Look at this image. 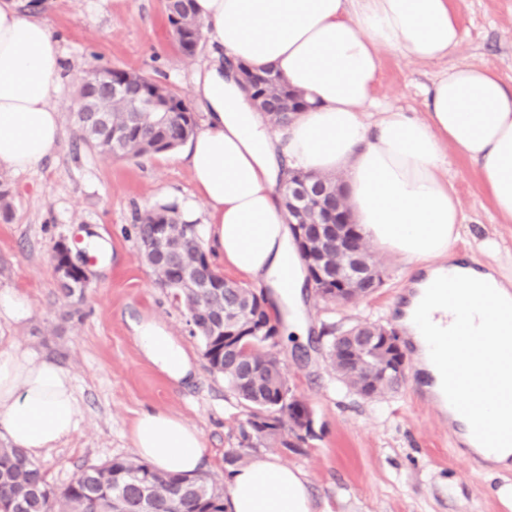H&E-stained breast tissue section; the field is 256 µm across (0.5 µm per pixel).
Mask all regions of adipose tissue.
<instances>
[{
    "label": "adipose tissue",
    "mask_w": 512,
    "mask_h": 512,
    "mask_svg": "<svg viewBox=\"0 0 512 512\" xmlns=\"http://www.w3.org/2000/svg\"><path fill=\"white\" fill-rule=\"evenodd\" d=\"M204 34L218 48L198 68L192 93L203 109L185 157L205 204L208 238L225 268L270 288L290 333L302 269L279 188L283 166L340 176L345 201L364 237L379 250L425 272L401 323L419 349L429 317L452 323L447 288L475 292L470 331L474 374L499 335V303L511 297L501 264L512 249L475 239L478 267L448 264L464 227L445 146L479 167L496 216L512 222V87L488 68L460 63L426 91L417 118L398 108L367 112L389 50L418 62L442 59L463 30L452 0H193ZM273 68L310 103L281 133L248 101L225 59ZM62 78L59 42L16 0H0V168L27 171L62 140L56 94ZM142 356L180 383L194 367L159 324L135 326ZM70 371L36 352L0 346V438L37 460L78 429ZM129 438L140 458L174 474L199 470L198 431L169 411L139 413ZM228 512H312L307 481L277 458L229 468Z\"/></svg>",
    "instance_id": "obj_1"
}]
</instances>
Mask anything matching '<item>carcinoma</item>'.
<instances>
[{
	"label": "carcinoma",
	"instance_id": "1",
	"mask_svg": "<svg viewBox=\"0 0 512 512\" xmlns=\"http://www.w3.org/2000/svg\"><path fill=\"white\" fill-rule=\"evenodd\" d=\"M193 0H167L166 13L178 51L192 57L200 47L203 23L192 9ZM93 71L107 75V82L125 87L123 96H112L102 86L92 92L82 83L78 105H86L105 118L102 124L76 121L81 139L91 149L115 158L140 159L168 151L185 143L196 130L194 113L185 102L159 80L142 73L107 66ZM254 76L264 85L269 120L285 127L294 118L288 113V87L271 68L257 69ZM148 95L158 105L155 112H137L134 102ZM157 224L168 225L167 241L172 250L162 263H145L156 277H179L169 285L173 299L181 306L187 322L195 323L192 334L202 345L220 343L219 332L206 324L205 315L213 310L228 318L247 319L255 313L257 291L239 284L216 293L213 281L224 280L214 264L203 266L198 255L206 252L197 225L179 216L177 204H157L137 217V237L150 236ZM311 250L325 266H336V243L315 241ZM277 355L267 344H239L222 357L228 389L248 409L246 424L240 426L239 446L256 448L267 441L295 451L300 443L292 441L291 423L308 406L296 398L284 370L275 366ZM385 361L381 337L360 349L349 371L340 376L348 388L355 389L368 378L384 392H395L404 380L384 374ZM146 502L143 512H224V493L219 483L202 476L162 472L135 456H119L104 464L90 465L68 483L56 486L48 482L41 468L24 450L12 446L0 448V512H118L119 504Z\"/></svg>",
	"mask_w": 512,
	"mask_h": 512
}]
</instances>
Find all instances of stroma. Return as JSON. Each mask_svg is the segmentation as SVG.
Returning a JSON list of instances; mask_svg holds the SVG:
<instances>
[{
    "label": "stroma",
    "instance_id": "35a3bbf8",
    "mask_svg": "<svg viewBox=\"0 0 512 512\" xmlns=\"http://www.w3.org/2000/svg\"><path fill=\"white\" fill-rule=\"evenodd\" d=\"M30 4L60 41L63 138L33 169L0 170V187L9 191V212L0 216V291L18 290L30 300L26 318L0 316V341L70 370L79 402L77 432L38 465L60 486L83 467L133 454V420L160 409L201 433L204 472L223 476L247 411L210 372L199 339L168 289L156 285L137 243L138 212L193 199L187 163L170 151L145 159L101 155L77 137L71 120L79 79L93 65L165 81L195 106L193 73L213 48L205 42L194 56L178 53L164 0H19L20 7ZM460 24L464 37L443 60L425 64L383 51L373 91L378 108L424 117L426 88L462 61L489 67L512 85V0H466ZM448 176L467 217L456 252L468 254L476 236L495 237L511 249L512 223L498 222L475 164L449 150ZM63 239L90 273L76 314L52 265ZM373 256L385 270V284L364 300L339 306L303 286L306 332L294 336L280 327L274 351L293 394L313 414L314 435L298 450L262 448L259 456L277 457L304 474L313 512H512V469L463 459L447 415L422 403L410 387L365 399L337 378L325 352V329L363 322L398 327L399 306L417 277L399 258L378 250ZM145 318L160 322L192 358V380L173 383L142 358L133 325Z\"/></svg>",
    "mask_w": 512,
    "mask_h": 512
}]
</instances>
